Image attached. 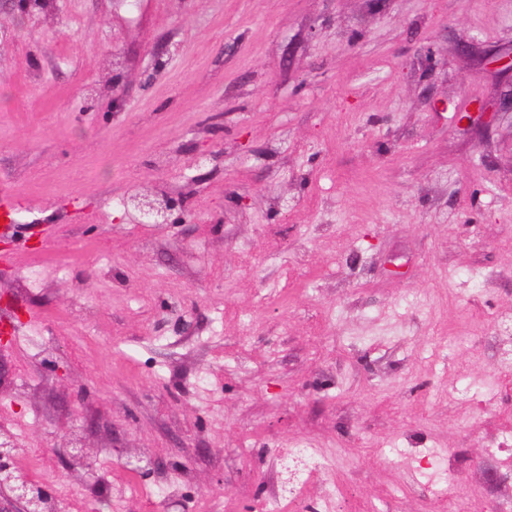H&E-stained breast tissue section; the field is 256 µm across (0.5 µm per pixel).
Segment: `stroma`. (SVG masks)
Returning <instances> with one entry per match:
<instances>
[{
	"instance_id": "stroma-1",
	"label": "stroma",
	"mask_w": 512,
	"mask_h": 512,
	"mask_svg": "<svg viewBox=\"0 0 512 512\" xmlns=\"http://www.w3.org/2000/svg\"><path fill=\"white\" fill-rule=\"evenodd\" d=\"M510 63L512 0H0L17 465L49 463L62 512H249L265 449L307 444L348 510L425 512L385 453L445 448L494 512ZM129 202L139 213L142 224L167 223L174 206L170 199L160 200L148 196H135Z\"/></svg>"
}]
</instances>
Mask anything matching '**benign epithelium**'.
<instances>
[{
  "label": "benign epithelium",
  "instance_id": "benign-epithelium-1",
  "mask_svg": "<svg viewBox=\"0 0 512 512\" xmlns=\"http://www.w3.org/2000/svg\"><path fill=\"white\" fill-rule=\"evenodd\" d=\"M130 204L143 224H164L173 210L170 199L135 196ZM16 452L8 443H0V485L8 486L10 491L8 495L0 494V512H44L50 499L49 488L13 466Z\"/></svg>",
  "mask_w": 512,
  "mask_h": 512
}]
</instances>
